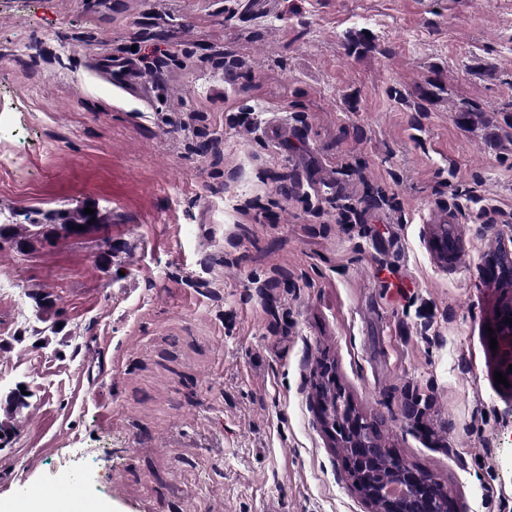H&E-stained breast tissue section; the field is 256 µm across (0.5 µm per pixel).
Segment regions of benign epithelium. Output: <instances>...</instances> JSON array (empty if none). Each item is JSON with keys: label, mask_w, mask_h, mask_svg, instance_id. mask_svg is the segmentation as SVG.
I'll list each match as a JSON object with an SVG mask.
<instances>
[{"label": "benign epithelium", "mask_w": 512, "mask_h": 512, "mask_svg": "<svg viewBox=\"0 0 512 512\" xmlns=\"http://www.w3.org/2000/svg\"><path fill=\"white\" fill-rule=\"evenodd\" d=\"M438 259L452 260L448 228L440 227L433 239ZM486 274L512 280V252L501 248L487 261ZM512 303L498 313L497 336L501 362L512 364ZM319 415L330 434L332 447L343 451L352 486L369 512H449L448 499L440 483L430 474L406 464L390 449L382 447L376 419L358 412L345 391L336 384L333 365L324 363L316 382Z\"/></svg>", "instance_id": "obj_1"}]
</instances>
